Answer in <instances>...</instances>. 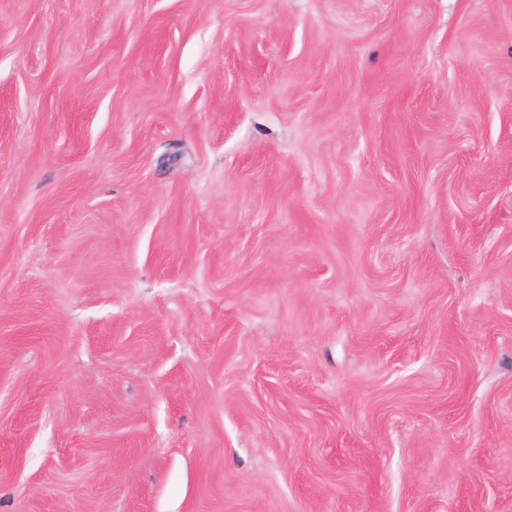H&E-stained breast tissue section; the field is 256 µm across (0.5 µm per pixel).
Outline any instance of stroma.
Instances as JSON below:
<instances>
[{
	"label": "stroma",
	"mask_w": 512,
	"mask_h": 512,
	"mask_svg": "<svg viewBox=\"0 0 512 512\" xmlns=\"http://www.w3.org/2000/svg\"><path fill=\"white\" fill-rule=\"evenodd\" d=\"M0 512H512V0H0Z\"/></svg>",
	"instance_id": "35a3bbf8"
}]
</instances>
